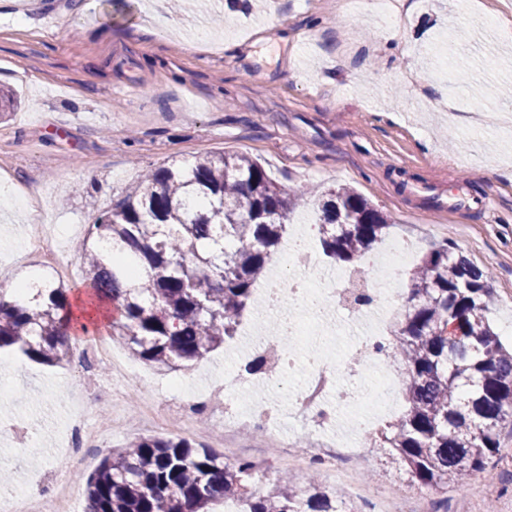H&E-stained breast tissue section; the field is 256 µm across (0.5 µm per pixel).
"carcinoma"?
Masks as SVG:
<instances>
[{
	"label": "carcinoma",
	"instance_id": "carcinoma-1",
	"mask_svg": "<svg viewBox=\"0 0 512 512\" xmlns=\"http://www.w3.org/2000/svg\"><path fill=\"white\" fill-rule=\"evenodd\" d=\"M287 192L245 152L175 160L144 172L91 225L75 257L84 281L112 302V343L159 371L205 359L234 336L253 286L288 219ZM323 252L355 267L382 239L388 217L349 187L317 197ZM112 241V252L94 248ZM490 270L451 241L434 243L409 277V295L384 355L404 371L406 408L378 432L379 447L421 487L445 493L489 473L512 421V350L490 325ZM457 323L460 335L444 327ZM73 316L63 283L29 298L0 296V349L47 366L72 362ZM85 512H362L345 493L286 474L259 485L249 459L232 464L181 436H144L112 449L85 478Z\"/></svg>",
	"mask_w": 512,
	"mask_h": 512
}]
</instances>
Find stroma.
I'll return each mask as SVG.
<instances>
[{
    "mask_svg": "<svg viewBox=\"0 0 512 512\" xmlns=\"http://www.w3.org/2000/svg\"><path fill=\"white\" fill-rule=\"evenodd\" d=\"M382 20L376 0H0V84L20 104L0 119V175L37 191L42 233L72 255L74 243L142 169L177 158L244 151L285 188L347 186L388 216L386 240L421 258L450 240L494 271L495 330L512 324V0H395ZM399 41H385L389 30ZM480 188L486 209L441 208ZM22 217L0 222V288L43 268L24 252ZM72 306L97 318L108 339L111 303L82 276L65 278ZM201 363L165 374L129 359L143 379L127 386L118 448L151 435L142 397L166 406L177 390L202 394L250 355L242 329ZM0 473L17 492L76 481L99 465L58 459L72 407L85 394L79 364L49 367L19 351L0 362ZM488 474L445 493L447 512H512V427ZM363 478L396 493L410 476L378 448L352 457Z\"/></svg>",
    "mask_w": 512,
    "mask_h": 512,
    "instance_id": "stroma-1",
    "label": "stroma"
}]
</instances>
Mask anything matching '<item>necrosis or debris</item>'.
I'll return each instance as SVG.
<instances>
[{
  "instance_id": "necrosis-or-debris-1",
  "label": "necrosis or debris",
  "mask_w": 512,
  "mask_h": 512,
  "mask_svg": "<svg viewBox=\"0 0 512 512\" xmlns=\"http://www.w3.org/2000/svg\"><path fill=\"white\" fill-rule=\"evenodd\" d=\"M410 254L407 244L396 242L390 246L382 266L364 269L366 299L354 309L359 320L367 322L380 311L395 309L400 296V272L407 266ZM283 265L288 277L276 281L270 290V301L263 309L265 315H277L281 333L258 338L253 350L271 358L269 370L256 376V384L279 387L288 401L287 410H280L278 403L260 400L250 412L238 414L236 381L228 372L223 384L215 386L203 401L183 397L182 410L162 412L154 401H145L146 418L166 432L202 439L207 447L223 449L228 462L240 457L242 439H262L264 447L278 449L281 467L303 472L321 466L337 483L348 487L358 502L373 505L376 512H434L430 494L397 495L369 485L362 480L358 469L347 462L345 453L334 445L318 440L300 448L294 436L280 433L278 422L285 411L306 423L310 431H324L333 422L335 404L339 401L355 408L356 430L370 431V414L390 402L393 392L403 382L400 373L387 370V361L381 353L388 342L385 333L360 332L331 363L316 349L321 342V331L315 323L334 322L336 312L343 309V294L351 280L349 270L320 266L306 238L301 236L289 237ZM286 336L299 337L312 346L305 361L304 380L296 387L289 382L292 366L282 349V339ZM199 407L217 422L216 431L206 435L196 429L193 411ZM108 431V426L89 423L86 411L76 412L71 418L68 456L83 457L89 450L102 449ZM79 496L76 486L57 481L37 495L0 493V504H7L8 512H74Z\"/></svg>"
}]
</instances>
